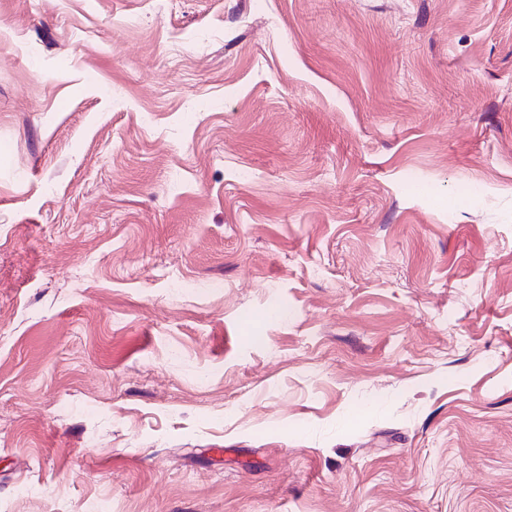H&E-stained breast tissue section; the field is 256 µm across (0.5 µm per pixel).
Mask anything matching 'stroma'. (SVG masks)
Listing matches in <instances>:
<instances>
[{"mask_svg":"<svg viewBox=\"0 0 512 512\" xmlns=\"http://www.w3.org/2000/svg\"><path fill=\"white\" fill-rule=\"evenodd\" d=\"M512 512V0H0V512Z\"/></svg>","mask_w":512,"mask_h":512,"instance_id":"stroma-1","label":"stroma"}]
</instances>
